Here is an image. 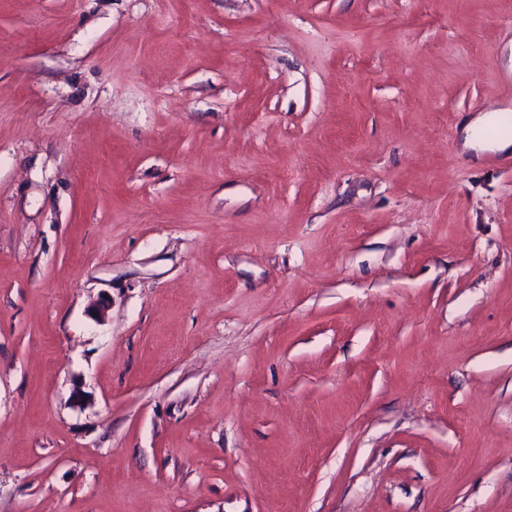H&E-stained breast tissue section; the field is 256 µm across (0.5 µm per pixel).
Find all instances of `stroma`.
Returning <instances> with one entry per match:
<instances>
[{
  "mask_svg": "<svg viewBox=\"0 0 512 512\" xmlns=\"http://www.w3.org/2000/svg\"><path fill=\"white\" fill-rule=\"evenodd\" d=\"M500 111L512 0H0V512H512Z\"/></svg>",
  "mask_w": 512,
  "mask_h": 512,
  "instance_id": "1",
  "label": "stroma"
}]
</instances>
